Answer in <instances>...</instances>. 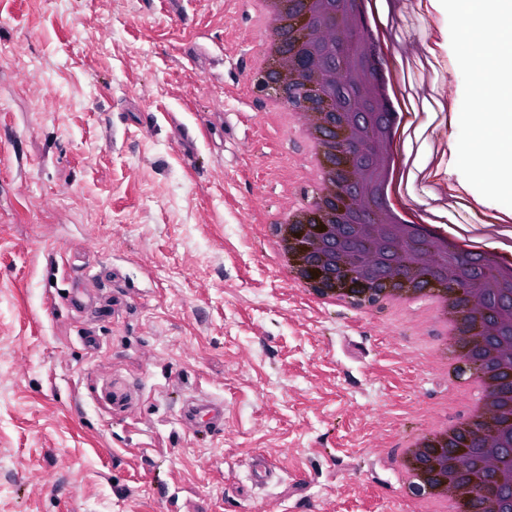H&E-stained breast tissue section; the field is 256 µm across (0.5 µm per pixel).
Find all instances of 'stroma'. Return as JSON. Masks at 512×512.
Instances as JSON below:
<instances>
[{
  "label": "stroma",
  "instance_id": "obj_1",
  "mask_svg": "<svg viewBox=\"0 0 512 512\" xmlns=\"http://www.w3.org/2000/svg\"><path fill=\"white\" fill-rule=\"evenodd\" d=\"M384 31L429 168L403 191L479 224L447 13L391 0ZM267 39L251 0H0V512H432L406 447L476 373L449 387L431 310L295 286L280 215L318 184ZM84 277L106 308L61 303ZM192 396L222 430L180 422Z\"/></svg>",
  "mask_w": 512,
  "mask_h": 512
}]
</instances>
